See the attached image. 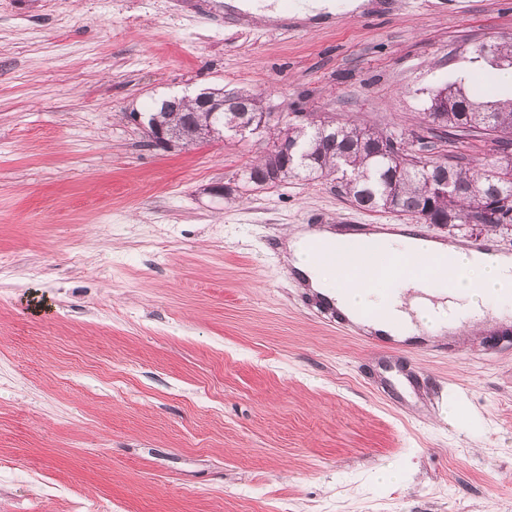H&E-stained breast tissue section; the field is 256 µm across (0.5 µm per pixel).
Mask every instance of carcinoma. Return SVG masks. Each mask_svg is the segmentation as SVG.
Returning <instances> with one entry per match:
<instances>
[{
    "label": "carcinoma",
    "mask_w": 512,
    "mask_h": 512,
    "mask_svg": "<svg viewBox=\"0 0 512 512\" xmlns=\"http://www.w3.org/2000/svg\"><path fill=\"white\" fill-rule=\"evenodd\" d=\"M430 138L454 141L459 136L488 138L496 155L474 163L450 161L446 155L418 154L404 134L373 131L348 120H330L313 126L288 127V148L301 158L273 151L244 170V181L255 188H275L291 178L315 181L340 175L342 193L370 212H396L422 224H436L452 211L457 223H467L473 211L497 200L512 202V167L501 168L491 180L482 171L500 157L512 155V98L477 101L459 82H451L430 97L425 109ZM148 118L169 124L174 142L195 143L200 116L177 112L172 100L153 103ZM449 194H436L441 181Z\"/></svg>",
    "instance_id": "obj_1"
}]
</instances>
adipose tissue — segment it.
Listing matches in <instances>:
<instances>
[{"mask_svg":"<svg viewBox=\"0 0 512 512\" xmlns=\"http://www.w3.org/2000/svg\"><path fill=\"white\" fill-rule=\"evenodd\" d=\"M357 239L323 227L293 233L286 260L301 281L370 332L404 340L420 336L425 298L453 297L435 335L457 334L465 325L512 321V255L499 254L487 263L482 254L453 244H429L433 258L421 266L405 265L379 287L375 265L357 252ZM472 314L467 324L457 320L458 300Z\"/></svg>","mask_w":512,"mask_h":512,"instance_id":"adipose-tissue-1","label":"adipose tissue"}]
</instances>
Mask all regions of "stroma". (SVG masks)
Here are the masks:
<instances>
[{"mask_svg":"<svg viewBox=\"0 0 512 512\" xmlns=\"http://www.w3.org/2000/svg\"><path fill=\"white\" fill-rule=\"evenodd\" d=\"M335 4L285 31L234 0H0V512H512V335L379 353L269 246L406 216L331 177L243 186L263 133L144 145L153 102L203 88L407 134L449 77L512 94L474 54L512 0Z\"/></svg>","mask_w":512,"mask_h":512,"instance_id":"obj_1","label":"stroma"}]
</instances>
